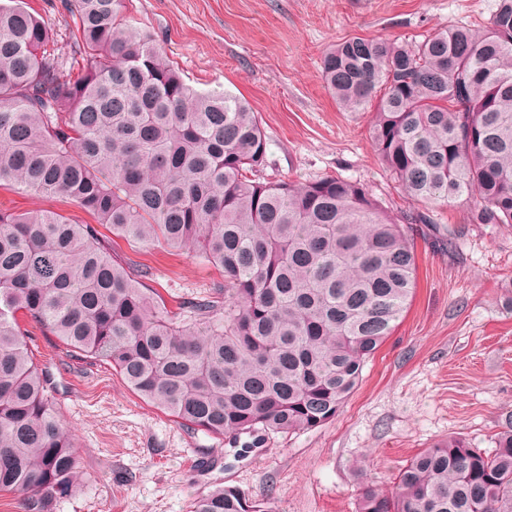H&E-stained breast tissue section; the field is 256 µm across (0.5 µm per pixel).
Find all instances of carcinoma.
I'll list each match as a JSON object with an SVG mask.
<instances>
[{"mask_svg":"<svg viewBox=\"0 0 512 512\" xmlns=\"http://www.w3.org/2000/svg\"><path fill=\"white\" fill-rule=\"evenodd\" d=\"M63 8L77 79L43 21L0 4V183L66 197L134 248L192 247L224 281L172 311L94 225L0 211V493L20 494L22 512H54L80 471L18 314L179 425L252 437L243 460L269 432L334 420L416 289L403 225L357 183L265 179L247 102L187 85L124 0ZM321 72L340 109L375 107L373 144L411 201L475 195L478 223L512 224V0L482 30L345 39ZM191 512L266 510L224 486ZM358 512H512V415L492 453L457 437L426 448L391 494L363 486Z\"/></svg>","mask_w":512,"mask_h":512,"instance_id":"carcinoma-1","label":"carcinoma"}]
</instances>
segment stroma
Masks as SVG:
<instances>
[{"instance_id": "obj_1", "label": "stroma", "mask_w": 512, "mask_h": 512, "mask_svg": "<svg viewBox=\"0 0 512 512\" xmlns=\"http://www.w3.org/2000/svg\"><path fill=\"white\" fill-rule=\"evenodd\" d=\"M73 57L80 34L61 0H23ZM497 0H125L124 16L152 34L185 82L228 91L258 112L268 141L265 178L349 180L408 226L417 288L394 333L363 368L336 418L297 434H271L235 460L230 438L191 432L132 392L106 365L67 356L33 330L51 393L69 429L82 482L55 512H190L215 486H234L268 512H357L361 482L394 488L399 469L435 443L460 437L486 451L512 413V226L481 224L477 198L417 211L375 151L372 112L341 110L321 58L354 35L412 43L439 28L487 25ZM0 209L52 211L72 224L94 216L67 198L0 186ZM119 254L150 268L149 285L176 307L220 274L194 255L161 249Z\"/></svg>"}]
</instances>
